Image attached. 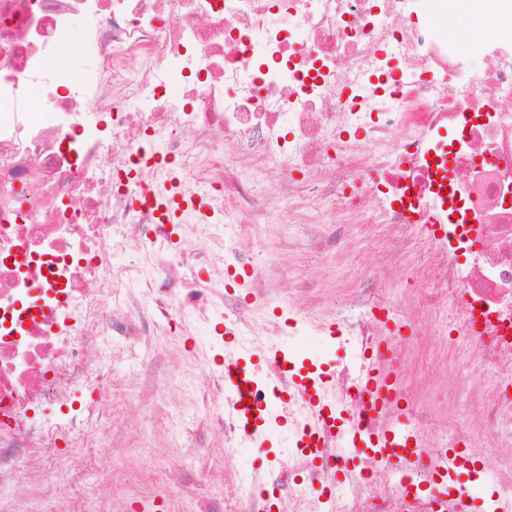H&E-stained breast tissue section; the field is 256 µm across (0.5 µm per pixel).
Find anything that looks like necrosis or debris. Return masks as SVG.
I'll return each instance as SVG.
<instances>
[{
	"instance_id": "1",
	"label": "necrosis or debris",
	"mask_w": 512,
	"mask_h": 512,
	"mask_svg": "<svg viewBox=\"0 0 512 512\" xmlns=\"http://www.w3.org/2000/svg\"><path fill=\"white\" fill-rule=\"evenodd\" d=\"M467 8L492 28L477 52L415 24L454 0H0V512H135L136 492L116 506L57 485L112 445L108 346L202 325L224 352L186 362L205 384L181 387L198 411L157 471L167 512H457L459 458L494 480L485 512L512 506V0ZM70 43L90 61L65 76ZM126 249L135 261L116 264ZM282 253L350 266L351 286L324 294ZM393 316L413 329L379 363ZM287 327L351 354L314 397L276 360ZM417 343L445 373L438 402L399 387L360 406ZM254 351L269 356L250 375L259 413L288 422L284 459L198 491L194 468L223 465L212 436L257 440L223 371ZM167 364L131 360L148 414ZM410 440L424 467L376 452Z\"/></svg>"
}]
</instances>
